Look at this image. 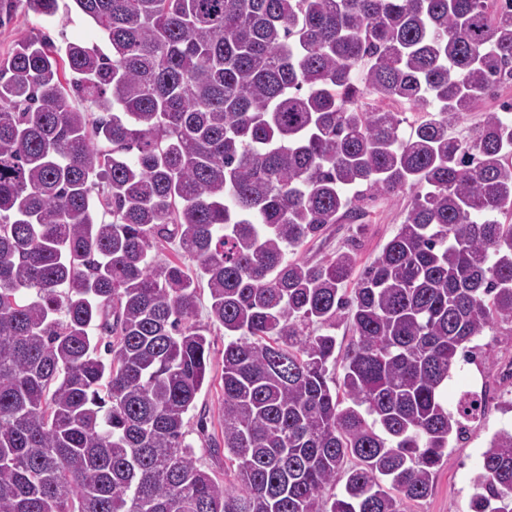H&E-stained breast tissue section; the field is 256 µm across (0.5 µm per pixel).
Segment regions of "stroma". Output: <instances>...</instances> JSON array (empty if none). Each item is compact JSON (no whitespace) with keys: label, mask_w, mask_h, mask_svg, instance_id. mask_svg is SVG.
Segmentation results:
<instances>
[{"label":"stroma","mask_w":512,"mask_h":512,"mask_svg":"<svg viewBox=\"0 0 512 512\" xmlns=\"http://www.w3.org/2000/svg\"><path fill=\"white\" fill-rule=\"evenodd\" d=\"M41 31L57 44L81 41L92 45L99 41L93 24L79 13L73 0H60L57 16L47 25L18 7L9 20L0 24V59L7 57L18 41ZM407 204L408 198L402 194L368 199L365 224L332 225L322 237L299 249L297 256L317 261L332 256L336 250L352 246L356 249L359 265H367L396 233ZM208 308L209 295L201 293L196 323L204 329L212 344V360L195 407L186 417L185 430L188 442L194 446L198 465L229 485L234 481L232 468L223 458L212 457L208 452L209 443L222 438L218 411L224 368V331L211 323ZM477 343L475 363H465L453 370L448 381L447 399L453 404L462 392H483L489 398L488 406L479 421L471 423L464 439L450 440L436 469L431 494L409 503V512H471L473 475L479 456L495 432L512 426V383L505 379L512 370V345L499 342L490 332L479 337Z\"/></svg>","instance_id":"35a3bbf8"}]
</instances>
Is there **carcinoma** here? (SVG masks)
Masks as SVG:
<instances>
[{
  "mask_svg": "<svg viewBox=\"0 0 512 512\" xmlns=\"http://www.w3.org/2000/svg\"><path fill=\"white\" fill-rule=\"evenodd\" d=\"M74 3L109 52L40 32L0 61V512L428 497L484 408L451 411L441 387L474 339L512 340V100L454 133L512 81V0ZM19 4L58 11L0 0V21ZM399 194L361 272L350 249L294 257ZM203 282L229 337L211 451L237 463L232 490L184 431L210 366ZM473 483L472 512H512V429ZM510 98H512V81L500 86L494 96L478 100L464 123L455 130V134L460 137L467 135L480 122L484 112L495 110L500 101Z\"/></svg>",
  "mask_w": 512,
  "mask_h": 512,
  "instance_id": "cac0c4a2",
  "label": "carcinoma"
}]
</instances>
